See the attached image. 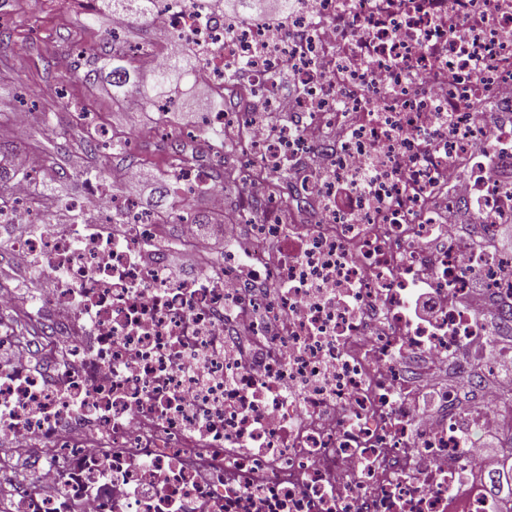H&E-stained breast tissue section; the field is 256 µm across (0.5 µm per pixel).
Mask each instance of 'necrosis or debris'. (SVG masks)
Listing matches in <instances>:
<instances>
[{"instance_id": "4bbe7bcc", "label": "necrosis or debris", "mask_w": 512, "mask_h": 512, "mask_svg": "<svg viewBox=\"0 0 512 512\" xmlns=\"http://www.w3.org/2000/svg\"><path fill=\"white\" fill-rule=\"evenodd\" d=\"M294 2L270 27L156 11L155 65L194 52L224 95L206 121L224 146L177 170L223 211V255L200 266L189 222L161 243L130 170L71 224L33 219L25 181L0 209L10 263L57 282L0 293L45 330L0 347L52 349L0 362V449L36 486L0 488L5 512H501L476 438L501 399L437 378L512 320V254L490 242L512 224V0ZM223 163L239 190L213 184ZM423 285L447 301L432 324L406 311Z\"/></svg>"}]
</instances>
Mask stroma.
<instances>
[{"label": "stroma", "instance_id": "1", "mask_svg": "<svg viewBox=\"0 0 512 512\" xmlns=\"http://www.w3.org/2000/svg\"><path fill=\"white\" fill-rule=\"evenodd\" d=\"M98 6V0H14L13 5L0 11V25L13 31L11 46L0 51V84L12 85L11 92L0 91V123L9 122L13 113L24 107L50 108L49 120L35 121L22 132L19 143L32 162L55 173L51 195L35 198L36 206L53 218L60 215L55 199L85 196L83 170H108L131 156L146 178L166 171L168 147L154 133L160 121H167L175 132L186 127L196 129L203 115L212 109L209 99H196L185 84L175 96L176 112L164 117L151 108L116 104L106 82L85 80V73L94 66L90 56L81 59L68 74L36 66L38 54L49 48L62 56L78 44L102 46L111 29L110 15L100 16L95 28L83 25L84 17ZM62 92L87 106L86 118L56 107L55 101ZM100 118L110 124L113 132L133 131L135 139L129 155L115 154L108 148L92 156L84 152L83 142Z\"/></svg>", "mask_w": 512, "mask_h": 512}]
</instances>
